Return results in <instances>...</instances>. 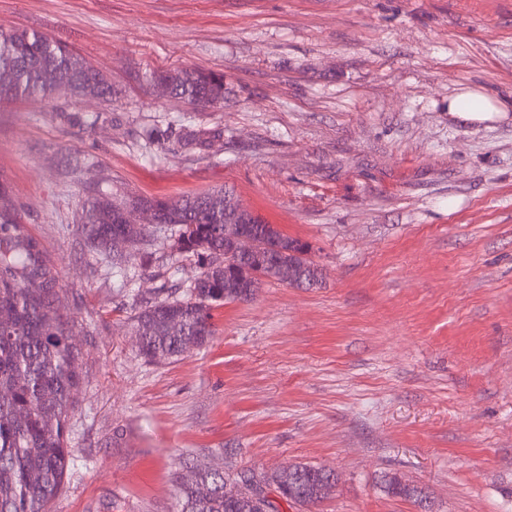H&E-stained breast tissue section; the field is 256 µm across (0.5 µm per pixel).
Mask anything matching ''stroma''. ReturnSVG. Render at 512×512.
Wrapping results in <instances>:
<instances>
[{
    "instance_id": "1",
    "label": "stroma",
    "mask_w": 512,
    "mask_h": 512,
    "mask_svg": "<svg viewBox=\"0 0 512 512\" xmlns=\"http://www.w3.org/2000/svg\"><path fill=\"white\" fill-rule=\"evenodd\" d=\"M16 28L112 84L0 103V176L81 352L51 512H175L196 455L333 469L311 512H512V0H0ZM181 68L223 73V107L157 97L148 74ZM465 86L506 118H452ZM89 184L122 201L233 187L324 283L266 281L214 310L206 346L146 362L133 315L200 264L159 243L118 288L78 222ZM387 474L427 508L387 496Z\"/></svg>"
}]
</instances>
